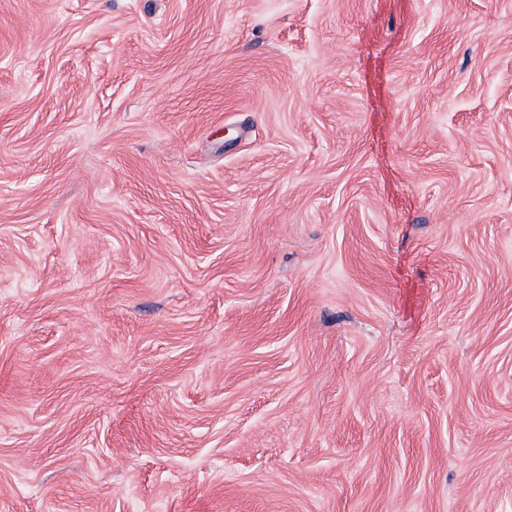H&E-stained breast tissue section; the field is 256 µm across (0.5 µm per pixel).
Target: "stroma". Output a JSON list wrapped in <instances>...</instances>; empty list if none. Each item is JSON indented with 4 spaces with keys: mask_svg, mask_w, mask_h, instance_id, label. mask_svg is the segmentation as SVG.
Segmentation results:
<instances>
[{
    "mask_svg": "<svg viewBox=\"0 0 512 512\" xmlns=\"http://www.w3.org/2000/svg\"><path fill=\"white\" fill-rule=\"evenodd\" d=\"M0 512H512V0H0Z\"/></svg>",
    "mask_w": 512,
    "mask_h": 512,
    "instance_id": "1",
    "label": "stroma"
}]
</instances>
